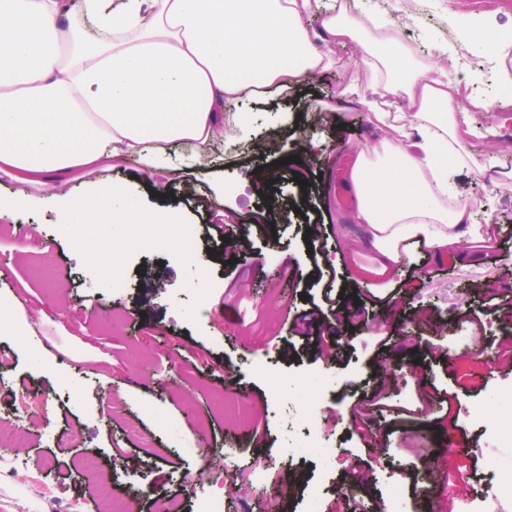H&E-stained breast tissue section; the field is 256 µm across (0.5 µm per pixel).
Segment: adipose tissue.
Wrapping results in <instances>:
<instances>
[{
  "mask_svg": "<svg viewBox=\"0 0 512 512\" xmlns=\"http://www.w3.org/2000/svg\"><path fill=\"white\" fill-rule=\"evenodd\" d=\"M310 10V0H80L91 38L60 0H0V177L18 185L0 197V218L44 197L67 223L97 225L104 237L148 222L159 239L175 240L178 211L143 216L98 172L131 161L169 180L210 167L218 138L251 130L248 113L234 109L243 97L298 91L335 66L327 45L385 24L328 0L312 32ZM453 61L442 47L422 63L396 39L374 41L359 66L367 91L344 90L385 129L355 147L347 179L356 198L348 220L363 228L381 271L412 245L467 266L469 245L484 239L452 177L483 174L471 141L496 132L461 119ZM71 178L85 179L82 198L52 193Z\"/></svg>",
  "mask_w": 512,
  "mask_h": 512,
  "instance_id": "ef3b65f1",
  "label": "adipose tissue"
}]
</instances>
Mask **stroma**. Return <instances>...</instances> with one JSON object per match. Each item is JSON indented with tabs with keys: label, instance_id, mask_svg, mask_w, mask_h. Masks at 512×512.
I'll return each instance as SVG.
<instances>
[{
	"label": "stroma",
	"instance_id": "35a3bbf8",
	"mask_svg": "<svg viewBox=\"0 0 512 512\" xmlns=\"http://www.w3.org/2000/svg\"><path fill=\"white\" fill-rule=\"evenodd\" d=\"M420 24L405 43L418 58L437 44L457 40L456 18L465 15L485 31L512 35V0H422ZM334 68L307 79L288 99L275 95L242 101L252 115L253 136L225 141L224 180L237 184L228 198L235 213L224 244L207 237L213 196L203 192L205 174L188 173L165 184L135 164L106 171L124 186L140 213L161 207L180 211L194 238L190 256L158 245L139 246L115 231L124 260L122 286L99 277L62 229L64 216L49 207L0 219V297L19 300L12 315L21 330L0 331V393L42 395L46 414L16 415L0 402V426L24 430L26 447L0 444V512H101L99 480L150 512V494L193 502L203 494V464L236 469L226 478L224 512H305L310 490L320 492L322 512L339 496L363 495L367 512H383L394 486H403L409 512H436L460 497L480 499L475 483L483 471L481 445L502 434L512 404V361L486 355L444 356L460 317L483 333L492 350L512 337V180L457 177L460 198L494 211L491 242L480 259L463 268L411 251L398 274H381L375 250L361 244L362 230L346 223L347 208L335 191L334 159L366 144L371 133L361 110L342 101L363 55L361 42L331 46ZM464 97L512 104V42L499 46L495 64L473 53L465 64ZM472 125L495 126V141L476 144L486 167L512 161V122L498 112H471ZM315 142L309 180L299 184L290 156L301 141ZM278 168L273 198L255 191L249 174ZM318 210L328 235L321 268L345 288L334 325L340 337L332 359L313 341L291 334L296 316L311 311L304 300L311 268L306 214ZM371 306L374 319H352L356 306ZM387 333V346L376 344ZM330 369L339 380L317 408L300 397L303 378ZM384 391L389 404L417 406L416 421L376 418L371 443L350 424L355 397ZM195 415L183 423V412ZM178 423V432L163 421ZM262 436H254L255 425ZM151 433L153 446L138 432ZM68 443H61L64 433ZM337 448L332 466L312 457L283 462L287 448L308 434ZM470 453L463 470L423 480L428 458L448 452L449 438ZM204 449L205 457L195 456ZM98 456V478L80 473L84 455ZM270 459L262 482L245 484L238 473L254 457Z\"/></svg>",
	"mask_w": 512,
	"mask_h": 512
}]
</instances>
